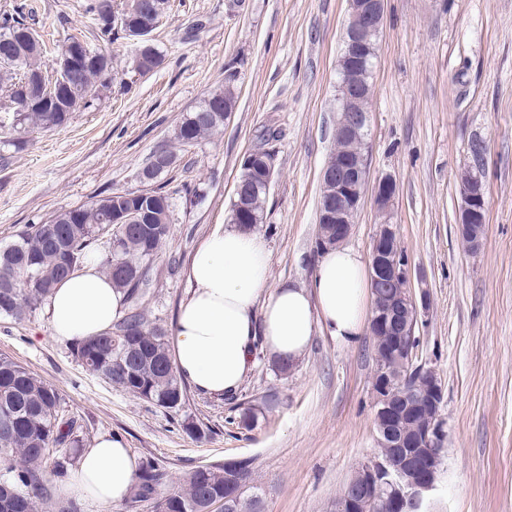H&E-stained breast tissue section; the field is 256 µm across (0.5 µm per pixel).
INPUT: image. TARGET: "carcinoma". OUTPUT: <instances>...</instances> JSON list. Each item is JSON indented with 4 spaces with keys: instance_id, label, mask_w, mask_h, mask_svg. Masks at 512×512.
<instances>
[{
    "instance_id": "carcinoma-1",
    "label": "carcinoma",
    "mask_w": 512,
    "mask_h": 512,
    "mask_svg": "<svg viewBox=\"0 0 512 512\" xmlns=\"http://www.w3.org/2000/svg\"><path fill=\"white\" fill-rule=\"evenodd\" d=\"M169 9L168 0H125L121 14L130 23L140 17L160 21ZM34 7L19 4L0 14V102L12 112L10 125L0 124V139L7 144L17 142L15 133L35 128H58L67 125L73 114L94 107L110 84L103 77L112 73V56L100 49L85 46L74 69L66 74V87L59 92L54 74L42 70L40 59L46 52L45 41L28 24L24 12ZM113 13L112 0H89L85 14L92 27L113 39L117 35L137 41L132 60L135 73L144 76L162 63V54L150 40H142L132 28L112 27L107 15ZM42 104L23 111L12 109L20 97ZM235 76L224 78V88L213 91L199 106L186 113L169 146L171 156L187 152L202 140L224 127L212 109L232 111L236 106ZM252 214L263 216L267 194L258 174L244 182ZM114 203L111 193L55 214L50 220L35 224L21 232L11 245L0 249V315L21 321L31 315L49 296L57 283L68 277L69 262L81 264L89 259L92 246L101 240V226L109 223V208ZM134 223L151 228L148 234L130 230L118 239L115 254H106L104 272L114 287L123 290L131 311L110 331L91 337L77 346V357L89 370L103 375L114 386L130 392L164 409H178L185 404V382L179 377L168 353L166 330L150 325L139 311V304L150 288L153 265L171 224V197L164 186L147 190L134 200ZM376 358H382L391 380L407 374L406 364L387 357L389 340L375 336ZM437 404L406 416L399 424L407 435L420 433L435 418ZM61 397L56 388L10 357L0 356V421L9 419L12 432L0 436V512H38L40 504L51 499L44 486L43 470L63 466L70 451L80 445L79 426L72 419L59 416ZM447 452L446 439L432 448L416 449L411 461L414 468L437 479L439 467ZM21 459L24 467L12 466ZM241 481L247 486L224 485V467L199 466L187 479L186 488L163 497L167 512H206L209 501L225 498L227 512H260L261 494L251 485V461L235 465ZM163 473L154 465H146L139 482L132 488L135 502L156 503V487Z\"/></svg>"
}]
</instances>
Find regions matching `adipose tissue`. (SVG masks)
<instances>
[{"label": "adipose tissue", "instance_id": "obj_1", "mask_svg": "<svg viewBox=\"0 0 512 512\" xmlns=\"http://www.w3.org/2000/svg\"><path fill=\"white\" fill-rule=\"evenodd\" d=\"M269 254L255 232L228 229L209 236L187 268L191 288L170 339L179 376L198 393L230 396L254 367L256 349L298 361L316 331L355 344L367 316L369 281L354 249L324 250L310 287H269ZM125 307L123 293L97 259L58 283L46 300L54 338L75 343L111 328ZM138 476L136 457L121 438L98 437L82 451L72 494L111 506L121 503Z\"/></svg>", "mask_w": 512, "mask_h": 512}]
</instances>
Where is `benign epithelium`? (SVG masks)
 <instances>
[{
	"instance_id": "7a95c632",
	"label": "benign epithelium",
	"mask_w": 512,
	"mask_h": 512,
	"mask_svg": "<svg viewBox=\"0 0 512 512\" xmlns=\"http://www.w3.org/2000/svg\"><path fill=\"white\" fill-rule=\"evenodd\" d=\"M350 17L342 34V55L340 71L345 76L342 92L337 94L338 117L334 130V148L322 170V181L335 187L331 196L320 202L321 223L330 224L336 229V243L345 241L350 224L362 204L368 183V160L364 153L367 114V99L372 92L370 77V57L375 55V45L382 29L384 0H349ZM80 48H64L57 58L55 71L62 74L71 69L78 59ZM473 170L469 180L460 188V235L471 240L473 248L482 244L483 226L486 215L483 169L485 156L471 153ZM174 165L173 158L165 149L153 151L149 167L140 172L143 183H151L159 174ZM397 193L396 181L389 175L380 177L373 187V204L379 214L391 213ZM371 290L377 300L378 314L370 320V334L381 333L392 337L394 352L407 353L408 362H413L416 351L411 348L409 337L414 335L415 325L420 315L410 284L408 260L398 249L397 228L394 224H380L373 237L369 256ZM390 282L402 283L403 294L397 300H388L383 288ZM376 413L384 420L398 413H413L406 390L398 391L386 374L375 372L373 377ZM442 412H437V420L423 429L418 437H406L388 427L380 429L377 442L383 448H401L409 452L412 448H429L431 442L443 434ZM367 472L364 488L354 490L345 486L342 501L345 512H363L368 494L373 486L397 487L401 474L390 468L389 462L375 457L361 465L357 473ZM436 481L425 480L413 483L400 492L401 503L412 512H422L424 495L434 489Z\"/></svg>"
}]
</instances>
